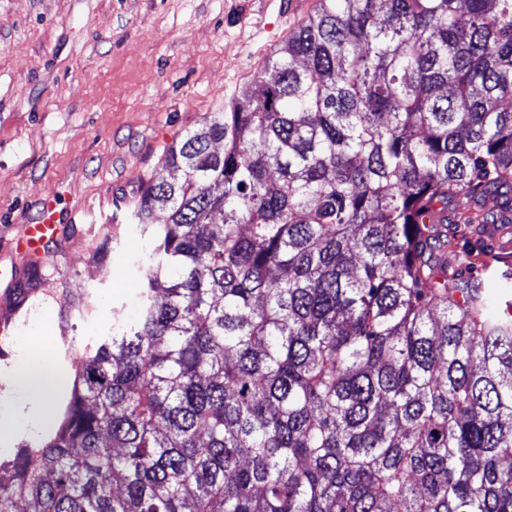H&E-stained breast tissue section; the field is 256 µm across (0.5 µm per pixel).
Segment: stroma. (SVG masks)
<instances>
[{"label":"stroma","mask_w":512,"mask_h":512,"mask_svg":"<svg viewBox=\"0 0 512 512\" xmlns=\"http://www.w3.org/2000/svg\"><path fill=\"white\" fill-rule=\"evenodd\" d=\"M317 0H0V297L28 256L13 244L53 204L58 248L48 258L74 294L94 289L84 337L113 309L138 313L143 249L129 205L161 170L168 146L223 111ZM477 207L457 200L449 266L484 269L490 285L512 265V212L481 232ZM0 359V455L45 426L51 402L12 380L22 348Z\"/></svg>","instance_id":"obj_1"}]
</instances>
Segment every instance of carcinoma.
I'll use <instances>...</instances> for the list:
<instances>
[{
	"mask_svg": "<svg viewBox=\"0 0 512 512\" xmlns=\"http://www.w3.org/2000/svg\"><path fill=\"white\" fill-rule=\"evenodd\" d=\"M512 208V0H318L132 210L139 314L0 461V512H512V300L448 269L460 198Z\"/></svg>",
	"mask_w": 512,
	"mask_h": 512,
	"instance_id": "cac0c4a2",
	"label": "carcinoma"
}]
</instances>
